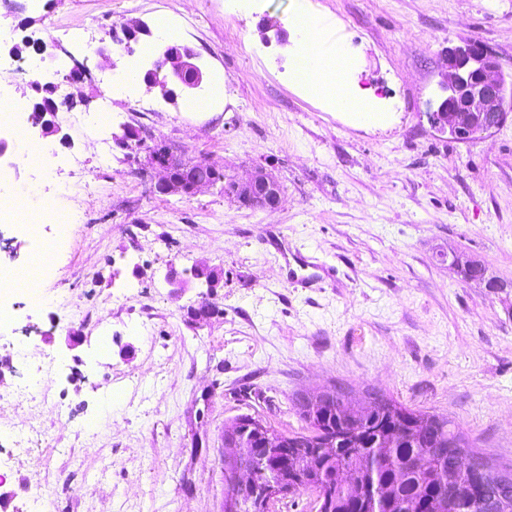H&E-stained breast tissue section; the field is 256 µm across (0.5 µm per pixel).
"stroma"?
Returning <instances> with one entry per match:
<instances>
[{
	"instance_id": "obj_1",
	"label": "stroma",
	"mask_w": 512,
	"mask_h": 512,
	"mask_svg": "<svg viewBox=\"0 0 512 512\" xmlns=\"http://www.w3.org/2000/svg\"><path fill=\"white\" fill-rule=\"evenodd\" d=\"M300 8L328 65L349 48L376 119L292 80ZM125 24L149 29L152 52L191 47L223 73L220 93L206 81L171 102L136 79L104 100L126 62L94 50ZM52 25L86 32L55 53L87 73L59 106L53 178L13 147L6 191L18 216L45 195L74 224L47 253L42 305L19 295L0 327V512H224L225 427L249 414L303 431L297 395L329 387L448 417L512 466V300L452 264L465 254L512 283V117L467 142L429 120L449 47L484 44L512 73V0H252L242 14L226 0H0L10 43ZM128 126L142 144L123 150ZM157 144L230 181L264 168L282 202L246 207L219 185L154 193ZM39 256L0 223V266L23 277ZM202 265L224 286L195 326ZM172 269L185 288L168 284ZM46 390L65 412L40 402Z\"/></svg>"
}]
</instances>
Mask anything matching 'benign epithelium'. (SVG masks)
Returning a JSON list of instances; mask_svg holds the SVG:
<instances>
[{"mask_svg":"<svg viewBox=\"0 0 512 512\" xmlns=\"http://www.w3.org/2000/svg\"><path fill=\"white\" fill-rule=\"evenodd\" d=\"M139 30L138 26H123V36L112 34L109 42L96 48L95 54L106 59L116 45L130 49L133 33ZM160 58L165 70L163 82L154 84L150 70L142 74V81L149 89H159L163 97L172 101L204 81L205 75L195 63L196 54L191 48L166 45ZM445 65L447 72L441 83L444 95L433 112L436 132L458 141H467L503 126L512 110V81L507 80L498 58L478 43L465 42L448 49ZM154 164L163 172V177L155 185L158 193L192 195L216 185L214 181H187L173 176L174 169L181 164L172 160L163 149L155 153ZM228 193L244 205L263 209H274L281 200L278 181L262 168L255 169L243 183L231 182ZM453 264L459 270H469L471 282L493 292H506L494 277L487 275L485 266L479 261L458 254L453 258ZM324 400L320 390L300 395V407L309 427L306 434L279 433L252 415H241L224 429V459L233 460L253 454L260 462L268 458H276L280 462L279 469L265 479L257 478L254 466L243 464L235 468L230 485L238 491L254 489L256 494L248 499L237 493L230 496L228 502L232 512H276L278 504L293 492V487L288 485V451L297 443L310 441L322 455L336 452L340 442L327 434L331 414L324 409ZM314 467L312 458L303 459L301 470L305 476L301 489L314 495L315 512H325V497L315 478Z\"/></svg>","mask_w":512,"mask_h":512,"instance_id":"obj_1","label":"benign epithelium"}]
</instances>
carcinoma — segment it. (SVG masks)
<instances>
[{"label":"carcinoma","instance_id":"obj_1","mask_svg":"<svg viewBox=\"0 0 512 512\" xmlns=\"http://www.w3.org/2000/svg\"><path fill=\"white\" fill-rule=\"evenodd\" d=\"M368 398L374 422L364 427L366 446L342 447L317 462L318 480L335 489L336 512H362L359 502L374 493L380 512H504L502 495L512 500V489L504 491L493 476L512 475V468H500L470 449L447 418L420 410L425 425L413 432L402 404L374 394ZM458 449L471 458L474 470L491 475L477 498L470 476L457 466Z\"/></svg>","mask_w":512,"mask_h":512}]
</instances>
